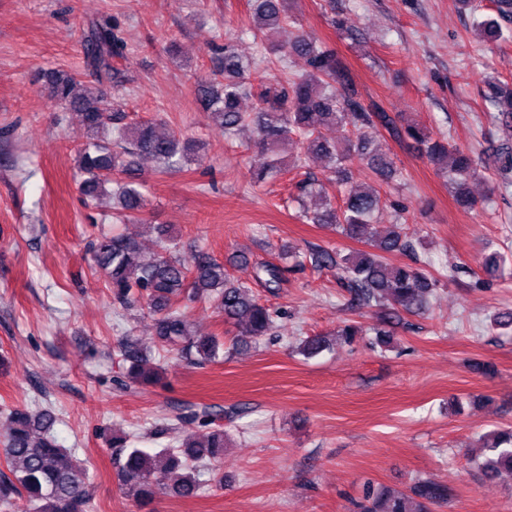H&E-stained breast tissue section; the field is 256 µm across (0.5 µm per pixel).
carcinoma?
<instances>
[{"instance_id": "carcinoma-1", "label": "carcinoma", "mask_w": 512, "mask_h": 512, "mask_svg": "<svg viewBox=\"0 0 512 512\" xmlns=\"http://www.w3.org/2000/svg\"><path fill=\"white\" fill-rule=\"evenodd\" d=\"M292 0H251L252 25L248 33L264 45L267 56L262 62L278 74L273 82L254 84L259 62L243 59L236 49L237 36L224 38V83L197 84L196 93L208 111L212 128L226 136L240 128H251L254 142L267 161L251 171V181L263 184L286 170L302 169L301 196H309L318 205L309 209L298 204L296 218L303 224L332 226L340 234L367 246L342 255L333 248L310 253L312 265L341 270V285L358 305L377 307L390 322L404 314L422 313L434 294L438 280L404 264H392L389 257L410 251L413 244L403 224L395 223L383 232H374L382 209L379 190L372 186L350 184L351 165L359 163L384 180L399 176L390 154L377 147L380 129L395 135L405 134L422 147L427 160L439 175L456 189L457 202L469 209L476 200L464 192V186L478 175L477 164L464 148L443 134L437 138L427 127L409 125L399 131L386 112H372L353 94L339 88L348 78L336 54L325 44L298 31L280 38L285 27L297 24ZM497 17L476 20L472 29L484 42L504 38L512 26V0H497ZM86 64L93 71L95 84H123L121 73L112 60L123 56L125 41L111 24L93 23L83 37ZM50 97L70 112L81 113L90 139L81 150L78 169L83 175L81 188L90 201L110 194L116 198L126 218H136L147 206L141 191L143 180L138 160L157 163V172L180 171L197 157V146L165 121H147L134 126L120 124L125 105L119 95L103 91L76 92L77 75L52 71L46 75ZM484 111L490 114L502 142L497 150L498 172L503 188L512 185V86L487 77L484 80ZM253 99L252 111L241 110L244 99ZM339 129L342 136L328 132ZM293 161L282 165V154ZM327 162L334 179L324 183L306 171L308 161ZM163 239L162 252L147 259L140 243L130 234L103 235L93 246L92 261L108 278L112 300L125 310L145 307L152 313L157 348L152 350L128 338L120 348L124 377L144 386L157 385L163 371L159 361L173 351L194 357L196 364L215 363L224 357V342L217 336H205L195 330L187 313L176 305L208 300L234 329L232 348L256 342L277 329V311L261 302L251 287L239 282L224 263L209 252L199 250L188 258L171 251L174 241L165 226L158 227ZM506 260L497 250L482 257V268L490 277L498 276ZM253 279L261 287L276 292L282 285V267L257 262ZM327 348L324 336H310L298 345V351L310 358ZM224 411H205L202 430L177 446L138 448L126 436L109 440L112 467L119 487L135 492L137 502L149 504L164 490L177 497L194 496L201 489L196 464L210 465L216 485L223 476L215 469L224 457V429L212 427ZM8 432L0 446V455L8 472H0V512H19V501L26 512H92L86 469L72 449L62 447L54 433L57 415L50 409L35 413L13 407L6 416ZM486 455L472 460L487 479L512 472V426L493 430L484 436ZM179 475L173 483L166 475ZM448 500V487L429 477L416 479L410 492L378 490L371 484L363 488L357 512H430V507Z\"/></svg>"}]
</instances>
